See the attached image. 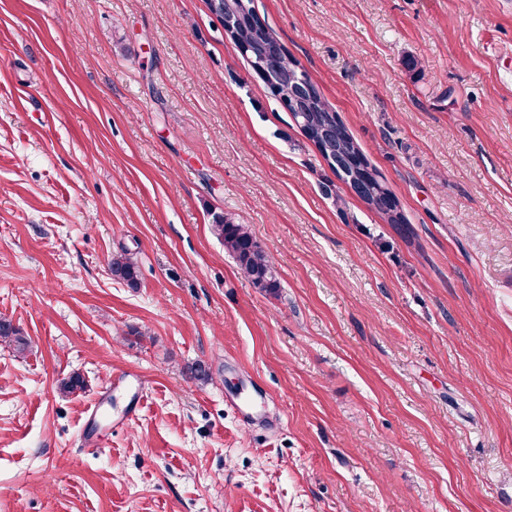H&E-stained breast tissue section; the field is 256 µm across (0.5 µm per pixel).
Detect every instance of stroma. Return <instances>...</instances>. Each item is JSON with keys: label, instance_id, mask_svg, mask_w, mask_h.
Segmentation results:
<instances>
[{"label": "stroma", "instance_id": "stroma-1", "mask_svg": "<svg viewBox=\"0 0 512 512\" xmlns=\"http://www.w3.org/2000/svg\"><path fill=\"white\" fill-rule=\"evenodd\" d=\"M253 5L404 221L206 0H0V512H512V0ZM278 46L280 51L276 53L275 63L278 67H281L287 63L289 64L288 84L282 82L277 84V81L274 78V82L269 79H264V83L271 92V94L279 98L283 106L293 114L294 121L296 118L295 114L297 112H300V125L308 135L318 136L320 138L323 135L322 131L320 129L318 130L317 127L312 125V123L306 118L305 114H302L303 112H310L308 109L302 108L298 109V111L295 112L292 108L288 107V101H286L287 96L289 98V102H294V99H297L299 96L312 98V94L310 90L309 80L304 76V71L299 67V65L293 62L292 58L288 54V51L284 49L280 43H278ZM336 155H339L342 169L354 171L356 177L363 179L367 191L374 190L375 187H381V194L374 200V207L388 215L391 224L403 223L402 213L397 211L398 201L394 195L382 184L378 176L360 149L354 144L345 127L336 128L335 132ZM211 230L237 262L245 276L268 291L278 288L274 269L265 251L246 224H238L224 212L211 213ZM109 268L113 279L117 282L125 283L131 287L138 285V266L125 254L113 255L109 261ZM0 344L11 347L18 356L22 357L30 347V342L22 335L20 328L6 318H0Z\"/></svg>", "mask_w": 512, "mask_h": 512}]
</instances>
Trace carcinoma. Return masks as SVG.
Here are the masks:
<instances>
[{"label":"carcinoma","instance_id":"carcinoma-1","mask_svg":"<svg viewBox=\"0 0 512 512\" xmlns=\"http://www.w3.org/2000/svg\"><path fill=\"white\" fill-rule=\"evenodd\" d=\"M336 154L339 155L342 169L336 175L345 178L344 171L356 173V177L365 181L366 188H381V194L374 200V207L388 215L390 223H405L402 213L397 211L398 201L378 179V176L360 149L354 144L347 130L343 127L335 132ZM211 230L224 243V249L237 262L240 270L251 281L268 291L278 288L274 269L265 251L246 224H238L230 215L222 212L211 213ZM109 268L114 280L131 287L138 285L139 270L136 263L124 254L112 256ZM0 344L8 346L23 356L30 347L28 339L22 335L20 328L6 318H0Z\"/></svg>","mask_w":512,"mask_h":512}]
</instances>
